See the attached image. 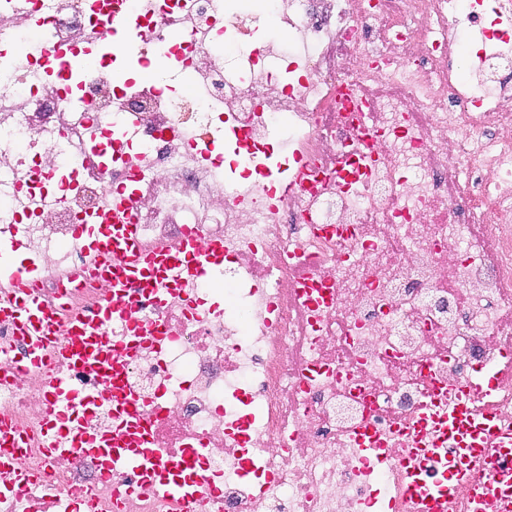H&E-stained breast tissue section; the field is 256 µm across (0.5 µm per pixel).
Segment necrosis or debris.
I'll use <instances>...</instances> for the list:
<instances>
[{"label":"necrosis or debris","mask_w":512,"mask_h":512,"mask_svg":"<svg viewBox=\"0 0 512 512\" xmlns=\"http://www.w3.org/2000/svg\"><path fill=\"white\" fill-rule=\"evenodd\" d=\"M274 7L284 45L255 42L235 0H154L119 58L193 55L201 93L120 88L99 70L81 85L84 116L35 78L36 44L1 51L0 239L22 225L32 289L95 316L106 288L74 225L130 170L101 167L85 122L111 134L122 99L150 158L143 245L224 243L210 280L130 297L141 340L125 379L159 448L201 450L193 512H412L397 459L429 407L479 371L496 384L477 413L512 426V0ZM110 23L91 0H55L47 14L0 0L9 44L32 27L77 41ZM225 42L242 50L232 69L215 49ZM294 164L300 183L275 189ZM24 350L0 314V421L33 440L0 512H59L75 496L83 512H116L117 500V512H179L132 471L38 447L55 364L20 372ZM366 426L384 461L360 450Z\"/></svg>","instance_id":"4bbe7bcc"}]
</instances>
